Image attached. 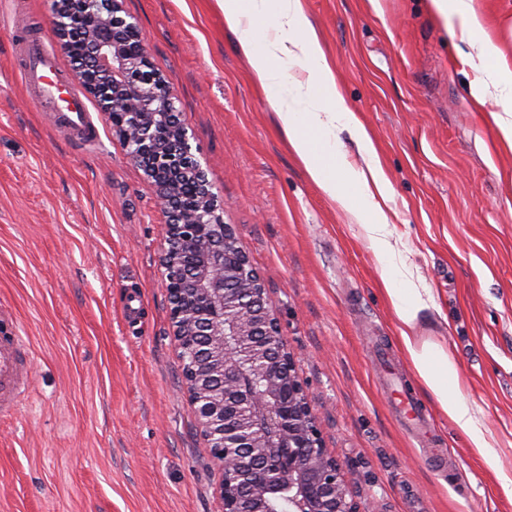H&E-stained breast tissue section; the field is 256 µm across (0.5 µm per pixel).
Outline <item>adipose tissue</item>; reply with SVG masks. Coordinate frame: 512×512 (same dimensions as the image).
I'll list each match as a JSON object with an SVG mask.
<instances>
[{"instance_id":"ef3b65f1","label":"adipose tissue","mask_w":512,"mask_h":512,"mask_svg":"<svg viewBox=\"0 0 512 512\" xmlns=\"http://www.w3.org/2000/svg\"><path fill=\"white\" fill-rule=\"evenodd\" d=\"M452 38L470 51L475 72L471 96L488 116L500 141L512 148V59L502 50L475 0H429ZM224 26L250 62L256 84L266 90L281 130L309 179L332 203L352 215L381 264L384 295L402 325L400 348L420 385L441 412L489 455L491 445L468 400L452 383L457 369L437 344H419L409 331L427 302L411 281L405 260L391 243L389 203L393 188L370 133L348 105L334 66L308 17L304 0H217ZM349 131L364 159L354 168L340 139Z\"/></svg>"}]
</instances>
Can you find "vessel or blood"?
Wrapping results in <instances>:
<instances>
[{
  "mask_svg": "<svg viewBox=\"0 0 512 512\" xmlns=\"http://www.w3.org/2000/svg\"><path fill=\"white\" fill-rule=\"evenodd\" d=\"M21 54L25 62L23 79L28 97L51 112L73 141L94 144L99 131L92 114L78 91L65 80L41 37L30 35L21 46ZM29 376L21 336L12 323L0 324V412L12 407ZM381 384L393 392L392 413L408 435L420 444L435 441L436 434L427 415L406 392L399 374H386Z\"/></svg>",
  "mask_w": 512,
  "mask_h": 512,
  "instance_id": "vessel-or-blood-1",
  "label": "vessel or blood"
}]
</instances>
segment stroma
<instances>
[{
	"label": "stroma",
	"mask_w": 512,
	"mask_h": 512,
	"mask_svg": "<svg viewBox=\"0 0 512 512\" xmlns=\"http://www.w3.org/2000/svg\"><path fill=\"white\" fill-rule=\"evenodd\" d=\"M428 3L304 0L393 186L397 247L432 297L411 334L454 359L488 458L418 384L380 263L293 156L216 0H121L261 277L352 498L368 512H512V149L475 107L466 47ZM31 26L73 74L52 0H0V311L31 366L28 393L0 414V512H220L172 340L156 190L102 112L99 144L84 149L27 97L15 48ZM379 340L456 474L392 416Z\"/></svg>",
	"instance_id": "35a3bbf8"
}]
</instances>
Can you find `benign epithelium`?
<instances>
[{
	"label": "benign epithelium",
	"instance_id": "benign-epithelium-1",
	"mask_svg": "<svg viewBox=\"0 0 512 512\" xmlns=\"http://www.w3.org/2000/svg\"><path fill=\"white\" fill-rule=\"evenodd\" d=\"M120 0H55L54 25L76 76L157 189L172 337L197 346L188 402L220 475L221 512H364L323 447L295 361L259 273L236 247L224 204Z\"/></svg>",
	"mask_w": 512,
	"mask_h": 512
}]
</instances>
